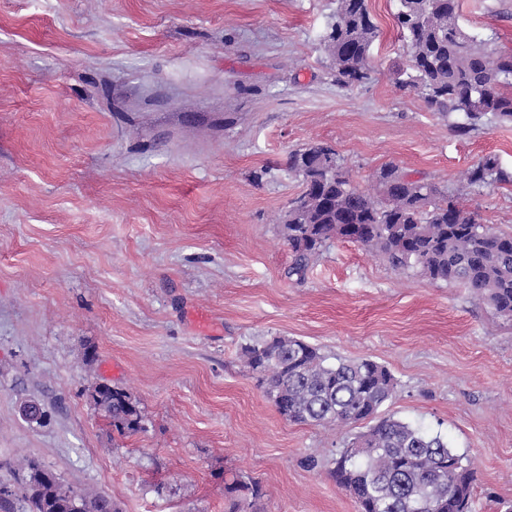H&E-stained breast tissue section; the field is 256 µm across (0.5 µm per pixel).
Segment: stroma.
Wrapping results in <instances>:
<instances>
[{
    "label": "stroma",
    "mask_w": 512,
    "mask_h": 512,
    "mask_svg": "<svg viewBox=\"0 0 512 512\" xmlns=\"http://www.w3.org/2000/svg\"><path fill=\"white\" fill-rule=\"evenodd\" d=\"M369 5L374 69L342 88L336 0H0V483L23 492L33 462L114 512H228L239 481L254 512H358L325 466L354 429L286 420L241 358L288 336L386 366L381 415L472 461L471 512H512V326L343 240L288 273V157L312 143L361 190L393 163L512 232V185L463 178L512 169V125L454 133L397 82L396 0ZM460 23L512 51V0H463ZM469 186L512 182V173L504 170L496 157H486L465 174ZM92 399L105 412L112 425L121 433H133L141 428L142 416L138 403L125 390L110 385L95 387Z\"/></svg>",
    "instance_id": "35a3bbf8"
}]
</instances>
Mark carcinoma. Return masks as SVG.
Returning a JSON list of instances; mask_svg holds the SVG:
<instances>
[{
	"label": "carcinoma",
	"mask_w": 512,
	"mask_h": 512,
	"mask_svg": "<svg viewBox=\"0 0 512 512\" xmlns=\"http://www.w3.org/2000/svg\"><path fill=\"white\" fill-rule=\"evenodd\" d=\"M395 18L406 36L407 68L399 85L427 107L457 116L465 135L491 114L512 124V52L459 23L460 0H396ZM379 28L368 0H336L323 33L336 83L348 88L369 78ZM288 169L301 181L299 205L288 207L282 235L293 253L288 275L303 277L331 240L360 244L396 271H413L450 287L466 288L500 320L512 324V233L481 222L438 185L415 180L392 163L377 173L378 195L352 185L328 146L293 151ZM470 186L512 182L495 157L465 174ZM280 415L314 426L365 425L349 448L330 460L329 474L361 512H469L476 471L432 434L380 408L396 392L389 369L369 358L328 361L319 348L275 336L242 350ZM92 399L121 433L141 429L138 403L125 390L95 387ZM27 492L0 497V512H72L73 492L28 463ZM80 512H112L103 494L80 496Z\"/></svg>",
	"instance_id": "obj_1"
}]
</instances>
